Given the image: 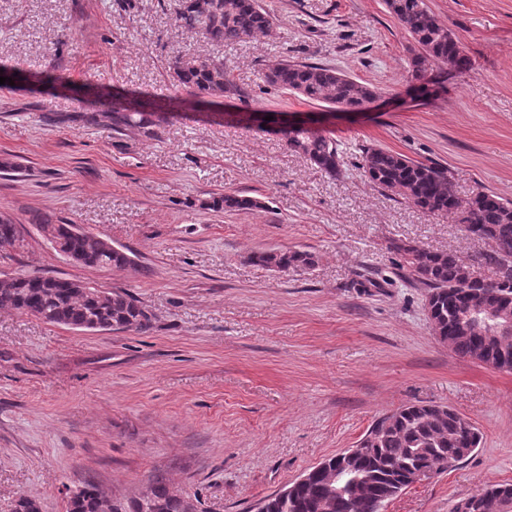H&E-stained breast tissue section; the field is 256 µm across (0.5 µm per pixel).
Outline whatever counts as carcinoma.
Returning <instances> with one entry per match:
<instances>
[{"label":"carcinoma","mask_w":512,"mask_h":512,"mask_svg":"<svg viewBox=\"0 0 512 512\" xmlns=\"http://www.w3.org/2000/svg\"><path fill=\"white\" fill-rule=\"evenodd\" d=\"M387 10L420 47L412 58V76L423 77L435 66L453 63L468 66L460 42L448 27L432 14L425 0H384ZM184 29L203 38L222 43L241 42L273 25L272 16L259 0H190L176 12ZM3 77L39 86H61L63 77L51 73L24 77L0 67ZM173 79L194 95L222 97L231 91L224 61L211 58L176 56L170 63ZM267 84L310 101L329 106L343 104L358 109L378 96L372 87L349 78L342 72L315 63L281 60L264 74ZM99 112H86L81 120L98 125L107 122L113 130L146 133L158 122L182 116L183 107L158 103L145 95L114 98L95 91ZM289 149L303 155L326 174L339 175L338 144L318 129L298 133L278 130ZM360 166L375 186L392 192L422 211L448 214L463 225L479 227L480 239L491 252L485 261L499 266L512 258V200L494 192H477L461 200L454 189L448 168L416 162L400 153L368 147ZM210 207L226 212L263 207L257 197L226 193L216 197ZM31 223L62 253L85 267L126 269L135 265L128 249L108 247L107 241L74 224L54 223L42 213L32 215ZM21 230L11 218L0 214V257L10 255ZM417 280L429 288L427 303L432 311V327L440 341L457 356L477 361L494 369L512 368V333L496 342L484 339L485 332L473 316L477 308L495 305L512 315V276L493 287L467 274L469 266L452 251L438 252L415 244L397 246ZM249 260L275 271L286 272L315 264L313 255L302 251H263ZM0 309L14 310L39 318L51 325L85 331H145L150 317L136 300L120 291H103L80 281L17 274L0 277ZM383 426L366 441L362 453L353 459H328L329 469L309 472L307 479L290 484L280 497L263 499V512H375V503L385 493L405 489L406 478L414 469L434 473L448 470V461L466 460L479 447L481 433L471 432L463 417L439 404H409L382 417ZM341 476H336V472ZM512 500V484H493L469 497L471 512H490L496 500ZM13 512H40L36 497L21 494ZM68 512H198L188 497L174 493L165 480L152 477L136 497L124 499L104 493L98 487H85L68 499Z\"/></svg>","instance_id":"carcinoma-1"}]
</instances>
